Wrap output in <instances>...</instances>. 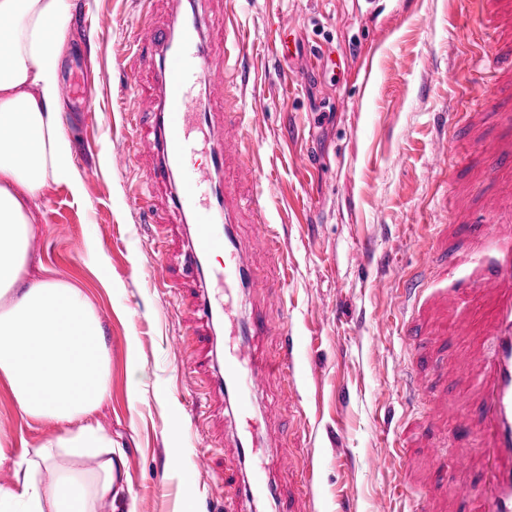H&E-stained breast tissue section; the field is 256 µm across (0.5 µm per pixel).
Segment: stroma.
Segmentation results:
<instances>
[{
    "mask_svg": "<svg viewBox=\"0 0 512 512\" xmlns=\"http://www.w3.org/2000/svg\"><path fill=\"white\" fill-rule=\"evenodd\" d=\"M69 23L60 75L80 103L62 98L63 128L82 199L48 184L30 242L32 264L64 273L86 288L101 318L111 356L112 396L93 421L120 451L124 500L137 512H224L223 465L240 475L265 467L296 512H425V493L390 489L399 467L385 444L422 400L406 402L398 387L404 341L396 296L420 260L418 235L428 224H460L483 212L492 182L479 147L458 153L512 117V79L492 55L512 41L498 25L497 0L469 14L459 0H239L238 20L255 46L245 92V124L232 155L259 167L257 190L268 227L241 217L230 230L248 264L271 268L266 232L282 244L284 307L241 291V315L265 314L268 330L255 347L274 358L285 333L299 337L297 381L284 390L269 377L249 419L236 403L207 389L190 361L196 347L198 292L177 257L189 228L175 215L170 185H144L153 153L126 170L112 157L128 138L117 104L156 110L158 58L132 57L139 20L163 16L171 0H66ZM292 17L284 42L274 24ZM458 85H449L448 72ZM302 76L293 85L294 76ZM452 113L449 125L437 117ZM448 139L445 161L433 140ZM146 191L160 208L149 223L133 202ZM94 236L108 258L98 269L84 254ZM111 280L104 288L103 280ZM141 398L130 402L132 380ZM0 428L15 454L37 447L48 427L21 418L0 387ZM258 434L255 458H240L245 429ZM208 449L210 468L195 467ZM312 457L309 497H295L287 455Z\"/></svg>",
    "mask_w": 512,
    "mask_h": 512,
    "instance_id": "1",
    "label": "stroma"
}]
</instances>
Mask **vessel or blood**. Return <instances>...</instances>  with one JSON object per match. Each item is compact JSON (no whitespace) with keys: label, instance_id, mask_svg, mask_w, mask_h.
Returning <instances> with one entry per match:
<instances>
[{"label":"vessel or blood","instance_id":"1","mask_svg":"<svg viewBox=\"0 0 512 512\" xmlns=\"http://www.w3.org/2000/svg\"><path fill=\"white\" fill-rule=\"evenodd\" d=\"M204 17L197 9H176L164 20L144 15L140 27L158 55V102L150 131H143L136 110H128L131 128L126 152L113 156L118 167L130 165L138 153L153 150L156 162L148 179L169 182L174 172H181L179 187L172 198L180 213L198 217L191 244L183 256L182 268L195 276L202 260L223 253L224 262L210 266V295L204 296L197 311L206 325L219 321L224 301L237 289L249 288L281 299L283 281L272 275L253 272L245 263L228 230L235 223L236 212L249 209L252 221H266V209L260 196L241 198L227 191L221 181L226 166L223 141L237 139L244 122L241 86L249 74L244 67L250 55L247 36L238 23L235 0H224V38L203 41ZM223 56L224 69L216 71L215 56ZM224 81V108L214 112L200 104L197 89L216 79ZM206 135L210 167L194 169L192 158L198 151V135ZM484 162L490 173H503V191L512 194V141L497 135L480 137ZM484 206L497 222L491 234L479 225H468L464 252L449 251L444 242L447 229L433 226L434 248L423 251L427 269L448 270L468 263L471 256L494 247L496 260L483 267L479 279L463 285L459 292L439 293L427 304L419 295L425 284L422 274L411 276L400 291L403 311L408 318L403 325L407 360L402 370L403 385L410 395L430 394L431 380L424 368L452 336L466 340L455 362L444 370V379L459 387L463 399L455 403L447 394L430 395L421 425L403 429L391 444L390 453L406 461L413 449L423 448L428 438L445 434L448 425L470 436L456 448L458 460L464 461L481 479V492L471 502V512H512V207L490 196ZM473 296L479 306L475 316L459 314L463 297ZM266 323L261 316L241 321L239 340L224 352V375L215 380L219 391L234 394L237 409L248 414L263 379L280 372L284 387L294 381L295 338H286L278 357L262 361L250 349L251 339L264 335ZM420 487L429 489L430 512H458L460 493L454 486L433 482L429 472L419 476Z\"/></svg>","mask_w":512,"mask_h":512}]
</instances>
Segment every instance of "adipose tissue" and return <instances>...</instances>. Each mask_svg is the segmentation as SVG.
Returning <instances> with one entry per match:
<instances>
[{
	"mask_svg": "<svg viewBox=\"0 0 512 512\" xmlns=\"http://www.w3.org/2000/svg\"><path fill=\"white\" fill-rule=\"evenodd\" d=\"M65 0H0V384L19 414L51 434L14 461L23 479L0 486V512H136L119 500L113 459L89 474L58 463L111 447L91 418L111 395L110 357L84 289L44 270L28 274V243L48 182L74 199L84 186L58 104Z\"/></svg>",
	"mask_w": 512,
	"mask_h": 512,
	"instance_id": "obj_1",
	"label": "adipose tissue"
}]
</instances>
